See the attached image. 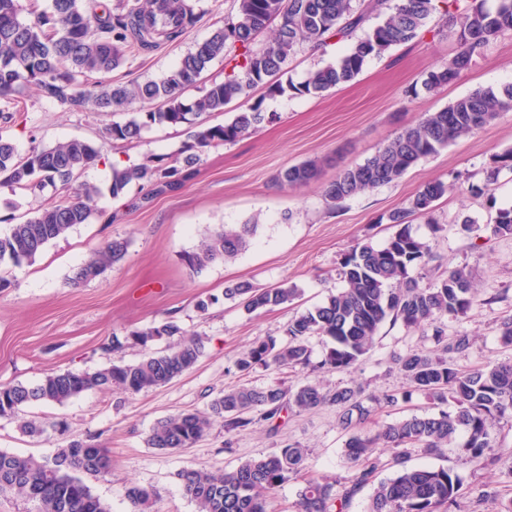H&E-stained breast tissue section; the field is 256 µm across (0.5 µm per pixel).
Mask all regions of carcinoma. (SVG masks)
<instances>
[{"label":"carcinoma","mask_w":512,"mask_h":512,"mask_svg":"<svg viewBox=\"0 0 512 512\" xmlns=\"http://www.w3.org/2000/svg\"><path fill=\"white\" fill-rule=\"evenodd\" d=\"M234 2L235 13L224 18V25L161 78L143 83H100L91 90L87 85L92 75L111 72L134 50L155 47L158 38L172 41L186 33L196 16L188 14L184 0H124L114 10L101 7L96 0L85 5L81 0H51L44 11L28 9L21 0H0L1 123L12 122L24 110V94L31 85L41 97L78 109L114 113L126 110L137 99L157 103L153 109L105 126L94 140L74 137L54 146H33L26 154L0 135V187L13 193H34L50 185L61 195L60 201L37 209L0 236V263L30 260L50 241L89 223L94 215L95 189L86 187L73 195V182L103 151L139 142L153 126L188 124L191 142L174 154L112 168V198H125L134 185L148 188L151 194L183 187L204 152L239 141L266 120L259 100L229 123L210 125L202 116L224 111L234 99L249 95L266 78L283 72L288 59L305 44L353 38L368 18H379L369 32L354 38L338 62L310 72L297 86L274 83L268 87L269 93H282L288 87L320 95L348 83L368 58L417 39L427 19L442 7L458 27L459 49L448 63L428 73L424 86L430 92L456 80L494 39L512 31V0H497L492 9L486 8L485 0H470L464 7L459 0H406L395 5L391 0ZM24 11L33 20L22 21ZM273 23L272 38L256 46L258 37ZM218 58L227 60L229 70L224 79L210 81L202 95L184 100V92L196 86ZM511 110L512 83L461 97L417 125L402 129L364 163L340 170L324 184L323 197L334 206L367 189L394 183L419 160L473 135ZM506 167L512 169L511 149L492 157L483 185L471 183L461 174L449 183L426 184L406 206L388 214V223L397 231L385 245L359 244L345 254L338 269L344 287L292 318L286 328L287 341L270 337L235 361L240 372L274 366L306 370L314 378H303L293 389L279 384L229 386L211 401L207 413L181 412L159 419L148 437L151 447L168 452L191 448L217 419L230 433L259 422L271 424L292 407L311 410L332 404L340 409L339 425L348 434L344 456L350 475L345 479L318 475L307 479L299 493L298 512H350L354 499L366 488L371 494L365 512H453L462 495L459 474L444 466H410L411 451L417 448L435 455L444 448H455L463 460L480 469L495 466L499 457L492 429L501 419L512 417V361L470 370L454 364V359L471 347V338L466 333L448 338L440 319L466 314L477 301V283L466 265L452 268L447 276L426 285L420 283L422 276H411L413 269L427 271L434 254L429 242L412 233L409 218L418 215L432 221L435 202L462 184L472 195H485L488 185ZM320 173V162L309 160L281 171L278 181L293 188L318 180ZM494 228L500 236H512V205L496 210ZM256 231L255 224L226 226L211 234L198 250L187 253L185 262L197 271L217 259H233L247 248ZM128 246V240L122 238L107 242L75 271L68 284L78 288L102 275L124 259ZM297 296L298 289L293 286L260 288L249 281L224 288V299L249 314L290 304ZM388 318L408 328L432 330V348L412 349L397 360L408 387L368 397L353 380L333 390L324 389L317 376L354 366L371 349ZM314 336L331 341L319 361L312 359L309 345ZM162 340L166 341L163 348L151 350ZM127 346H139L145 353L135 362L114 361L93 372L52 373L33 386L0 383V417L15 420L25 434L41 435L43 426L25 418L23 407L63 405L90 389H119L133 395L164 386L193 369L202 355L203 340L188 335L170 317L132 329L122 338L112 337L105 350L116 352ZM415 392L431 397L440 409L387 423L373 434L362 431L372 406L392 408ZM450 402L453 406L444 408ZM378 448L389 449V459H382L376 453ZM386 467L394 469L393 476L379 478ZM307 469L308 450L288 443L230 471L185 469L179 477L196 512H268L271 493ZM110 471L109 450L91 437L69 441L50 458L0 451V497L20 496L37 504L38 512H110L108 504L83 479L85 474ZM126 496L134 512H147L153 492L131 484Z\"/></svg>","instance_id":"carcinoma-1"}]
</instances>
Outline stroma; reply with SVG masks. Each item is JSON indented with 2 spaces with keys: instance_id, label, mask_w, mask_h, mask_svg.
<instances>
[{
  "instance_id": "stroma-1",
  "label": "stroma",
  "mask_w": 512,
  "mask_h": 512,
  "mask_svg": "<svg viewBox=\"0 0 512 512\" xmlns=\"http://www.w3.org/2000/svg\"><path fill=\"white\" fill-rule=\"evenodd\" d=\"M198 5L201 17L185 35L128 57L109 73V80L162 77L223 24L234 3L199 0ZM348 48L345 41L317 53L301 48L290 58L285 78L301 83L310 70L336 63ZM457 50V32L438 12L419 38L368 59L349 83L319 95H271L256 89L207 121H231L259 100L273 114L272 122L236 143L208 150L197 173L177 191L145 199L139 188H131L129 197L139 201L132 210L109 193L113 166L180 150L189 141L188 126L152 127L141 143L105 151L100 161L83 170L79 183L98 189L91 222L50 242L32 260L0 265V279L6 282L0 288V383L31 386L53 371L100 369L112 360L103 350L112 336L170 317L188 333L200 335L204 350L192 370L160 388L136 395L90 390L64 405L27 406L26 416L47 426L39 437L23 434L13 420L0 417V451L47 458L71 439L94 436L111 452L112 472L89 475L85 481L112 512H131L126 489L133 483L153 490L151 512H196L182 489L180 470H231L286 443L307 448L313 473L347 477V435L332 405L311 411L292 408L276 424L263 422L229 434L218 421L192 448L175 454L151 448L147 439L158 419L207 411L225 387L276 382L289 387L301 381L298 370L271 367L244 374L234 362L267 337L285 341L294 311L322 303L340 287L337 268L343 255L358 244L385 243L395 232L386 220L388 213L425 184L446 183L458 173L481 177L493 155L512 150V112H506L474 135L421 159L396 183L326 204L323 183L340 169L363 163L402 128L475 90L512 83V35H505L493 40L454 82L428 92L424 81L429 71L447 63ZM26 100V112L14 123H0V136L22 153L72 137L96 138L101 127L117 119L110 112L77 110L44 99L32 87ZM317 157L326 161L319 181L297 189L279 185L282 169ZM55 199L50 186L16 194L0 188V234L7 232L8 221H23ZM511 204L512 170L505 169L488 197L464 190L447 194L437 202L436 227L421 218L411 224L413 233L431 242L436 265L468 266L479 284V300L466 315L441 320L448 335L465 332L473 339L468 353L455 360L462 369L512 359V348L503 347L499 338L501 323L512 317V237L493 232L495 206ZM466 218L474 224L472 231L462 227ZM253 220L257 232L236 259H218L199 271L186 265L185 254L209 234ZM115 238L129 239L125 258L100 278L68 287L74 270ZM243 280L261 288L293 285L301 295L294 306L249 314L223 298L225 287ZM213 296L217 304L199 312L197 301ZM428 343L420 330L385 321L358 363L322 379L331 388L355 380L368 395L404 389L406 381L395 360ZM58 421L65 422V429H55ZM494 435L500 461L493 470L474 468L452 448L440 457L413 454L411 463L457 471L466 494L455 512H503L512 501V418L497 424Z\"/></svg>"
}]
</instances>
